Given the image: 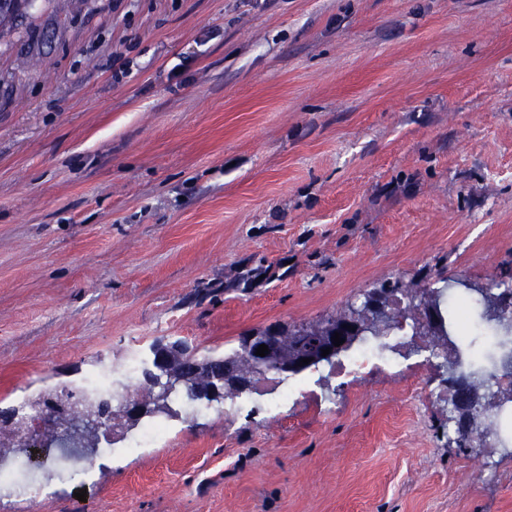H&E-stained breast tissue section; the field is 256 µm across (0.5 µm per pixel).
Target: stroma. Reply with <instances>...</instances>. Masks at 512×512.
I'll use <instances>...</instances> for the list:
<instances>
[{
  "instance_id": "obj_1",
  "label": "stroma",
  "mask_w": 512,
  "mask_h": 512,
  "mask_svg": "<svg viewBox=\"0 0 512 512\" xmlns=\"http://www.w3.org/2000/svg\"><path fill=\"white\" fill-rule=\"evenodd\" d=\"M434 275L512 278V0H33L0 34V411ZM445 378L119 427L0 512H512Z\"/></svg>"
}]
</instances>
